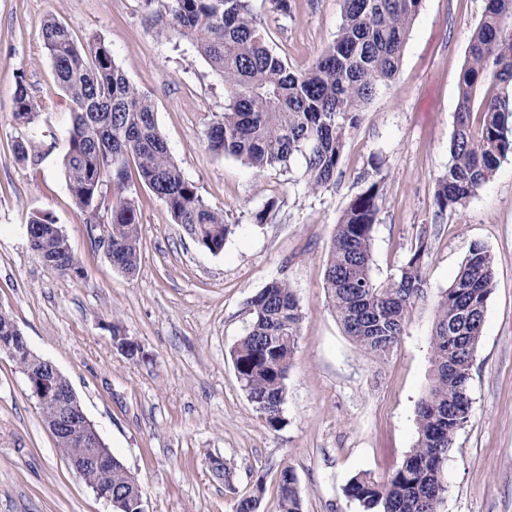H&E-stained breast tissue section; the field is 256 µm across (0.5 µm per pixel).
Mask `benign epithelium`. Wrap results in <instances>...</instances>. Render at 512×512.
<instances>
[{
  "label": "benign epithelium",
  "mask_w": 512,
  "mask_h": 512,
  "mask_svg": "<svg viewBox=\"0 0 512 512\" xmlns=\"http://www.w3.org/2000/svg\"><path fill=\"white\" fill-rule=\"evenodd\" d=\"M127 359L138 362L144 353L141 345L133 338L125 336L119 348ZM31 395L38 406L48 403L56 411L54 419L48 423L50 431L56 435L70 432V436L90 445L91 451L83 455H68L71 469L80 477L91 471L112 466L110 448L101 439L94 425L87 419L82 407L77 403L72 388L61 389L58 382L63 375L49 361L42 358L23 370Z\"/></svg>",
  "instance_id": "obj_1"
}]
</instances>
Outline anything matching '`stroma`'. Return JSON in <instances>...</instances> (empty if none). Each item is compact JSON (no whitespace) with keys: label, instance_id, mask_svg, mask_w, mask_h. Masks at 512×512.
Segmentation results:
<instances>
[{"label":"stroma","instance_id":"35a3bbf8","mask_svg":"<svg viewBox=\"0 0 512 512\" xmlns=\"http://www.w3.org/2000/svg\"><path fill=\"white\" fill-rule=\"evenodd\" d=\"M486 0H423L402 66L349 130L336 184L309 190L305 163L255 173L212 152L209 125L224 110V82L186 39L159 36L156 0H0V309L31 351L71 384L104 443L136 477L146 512H232L263 484L259 512H280L277 472L293 467L304 512H361L344 488L366 473L386 480L417 439L415 409L432 374L434 303L472 244L494 260V287L471 371V413L448 452L440 512H512V156L462 208L436 219V182L448 168L458 80ZM270 44L296 71L335 39L340 0H292L290 16L251 0ZM78 40L100 38L129 81L152 100L173 159L203 202L234 225L221 253L201 247L166 205L139 183L137 269H115L94 242L86 213L62 174L73 113L42 48L48 19ZM40 112L36 128L13 114L18 81ZM36 163L16 161L18 141ZM385 177L372 271L397 273L430 233L426 294L390 355L347 336L324 288L336 224L361 192L360 176ZM266 212L265 221L257 213ZM50 215L84 268L44 266L26 226ZM287 282L303 313L288 374L285 422L269 429L237 378L230 351L249 326L250 298ZM120 326L146 355L136 363L112 346ZM223 458L229 479L208 459ZM0 512H110L69 468L22 372L0 356Z\"/></svg>","mask_w":512,"mask_h":512}]
</instances>
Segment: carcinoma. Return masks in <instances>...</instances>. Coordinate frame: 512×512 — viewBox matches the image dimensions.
<instances>
[{
	"instance_id": "1",
	"label": "carcinoma",
	"mask_w": 512,
	"mask_h": 512,
	"mask_svg": "<svg viewBox=\"0 0 512 512\" xmlns=\"http://www.w3.org/2000/svg\"><path fill=\"white\" fill-rule=\"evenodd\" d=\"M342 23L334 42L303 72L291 70L261 31L248 0H164L175 31L190 39L224 81V112L207 131L212 151L262 172L287 169L300 156L309 188L336 182L346 135L358 114L398 72L412 22L422 0H341ZM42 44L60 88L72 104L63 166L75 204L89 213L107 201L112 265L137 269L141 224L136 199L126 194L128 167L165 203L175 222L217 254L234 233L224 213L206 205L173 160L161 135L154 105L115 63L99 38L82 44L72 28L54 19ZM512 0H487L470 36L459 75L458 107L450 163L437 181L436 215L464 205L486 186L501 160L512 155ZM14 116L26 124L39 112L24 81L14 93ZM363 190L348 203L327 264L324 288L345 333L378 357L403 336L407 320L424 297L423 258L427 230L399 273L379 281L372 274L371 240L384 197L379 168L360 176ZM30 249L48 264L84 275L61 230L48 215L27 224ZM494 282L493 258L482 244L470 246L453 283L435 303L429 338L431 383L417 405L414 448L383 483L352 477L348 499L363 512H440L448 487V449L471 411L469 383L487 301ZM249 328L231 350L237 377L256 412L273 430L284 422L288 373L303 318L298 301L279 280L249 301ZM91 481L127 498L136 512L141 496L132 473L117 458L112 467L88 473ZM281 512H303L294 469L278 471ZM262 484L236 499L233 512H259Z\"/></svg>"
}]
</instances>
